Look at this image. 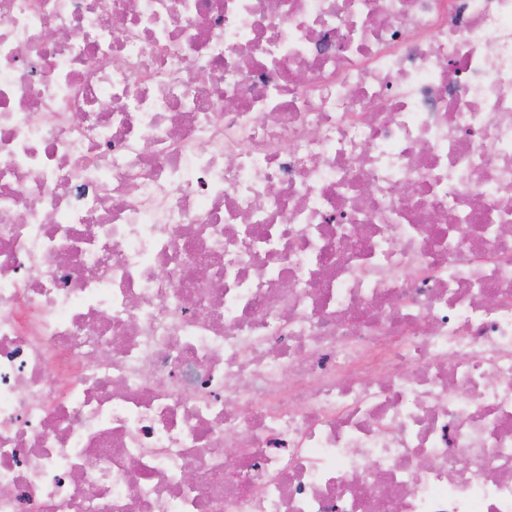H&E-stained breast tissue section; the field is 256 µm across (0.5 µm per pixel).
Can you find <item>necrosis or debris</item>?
<instances>
[{"label": "necrosis or debris", "instance_id": "4bbe7bcc", "mask_svg": "<svg viewBox=\"0 0 512 512\" xmlns=\"http://www.w3.org/2000/svg\"><path fill=\"white\" fill-rule=\"evenodd\" d=\"M0 512H512V0H0Z\"/></svg>", "mask_w": 512, "mask_h": 512}]
</instances>
